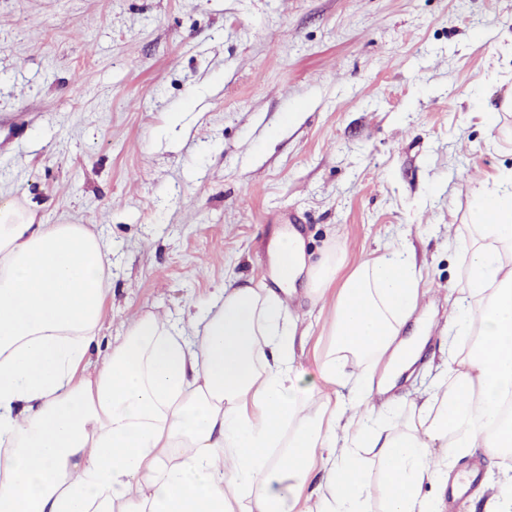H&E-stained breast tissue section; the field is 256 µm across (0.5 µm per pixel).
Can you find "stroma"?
<instances>
[{
  "label": "stroma",
  "instance_id": "obj_1",
  "mask_svg": "<svg viewBox=\"0 0 512 512\" xmlns=\"http://www.w3.org/2000/svg\"><path fill=\"white\" fill-rule=\"evenodd\" d=\"M512 0H0V196L110 247L102 341L270 282L298 231L341 276L402 244L434 325L396 394L448 357L476 190L512 172ZM296 311L312 371L328 339ZM512 453L455 512H485Z\"/></svg>",
  "mask_w": 512,
  "mask_h": 512
}]
</instances>
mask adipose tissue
Listing matches in <instances>:
<instances>
[{
  "instance_id": "ef3b65f1",
  "label": "adipose tissue",
  "mask_w": 512,
  "mask_h": 512,
  "mask_svg": "<svg viewBox=\"0 0 512 512\" xmlns=\"http://www.w3.org/2000/svg\"><path fill=\"white\" fill-rule=\"evenodd\" d=\"M471 221L448 326L472 344L398 430L371 397L429 337L406 327L420 275L405 246L344 281L317 375L297 362L308 336L289 298L302 285L320 302L341 260L310 259L293 233L274 244V287L229 284L179 322L145 314L93 362L104 243L0 199V512H372L375 496L381 512H443L429 491L446 489V462L512 449V176Z\"/></svg>"
}]
</instances>
